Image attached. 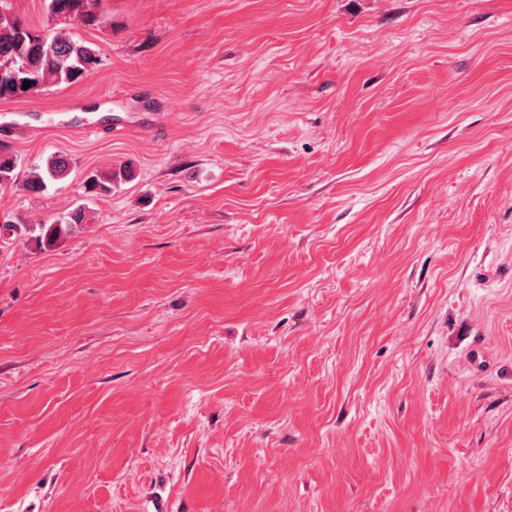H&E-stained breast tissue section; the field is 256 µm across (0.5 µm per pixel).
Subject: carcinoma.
<instances>
[{
    "instance_id": "cac0c4a2",
    "label": "carcinoma",
    "mask_w": 512,
    "mask_h": 512,
    "mask_svg": "<svg viewBox=\"0 0 512 512\" xmlns=\"http://www.w3.org/2000/svg\"><path fill=\"white\" fill-rule=\"evenodd\" d=\"M98 0H48L49 15L59 22L71 21L94 27L99 22ZM101 62L98 48L75 40L65 30L37 31L21 22L13 12L11 0H0V100H14L50 85H73L96 71ZM31 82L23 88L24 82ZM16 158L0 153V183L14 180ZM69 168V160L56 155L48 160L46 174L33 172L23 188L33 194L43 192L46 179L59 180ZM87 193H112V176L97 174L86 180ZM90 220L89 207L79 204L66 216L51 223L38 225L34 237L37 245L52 248L61 238L81 230Z\"/></svg>"
}]
</instances>
